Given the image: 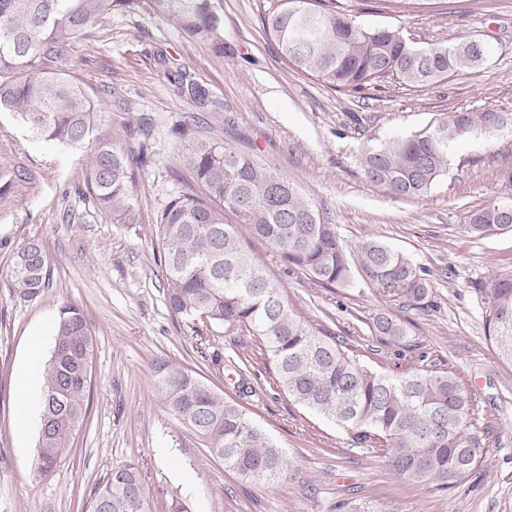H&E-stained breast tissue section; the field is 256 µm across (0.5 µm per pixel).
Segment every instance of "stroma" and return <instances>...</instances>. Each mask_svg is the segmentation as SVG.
Returning <instances> with one entry per match:
<instances>
[{
  "mask_svg": "<svg viewBox=\"0 0 512 512\" xmlns=\"http://www.w3.org/2000/svg\"><path fill=\"white\" fill-rule=\"evenodd\" d=\"M337 3L359 23L399 28L421 46L467 37L490 43L494 54L480 70L437 84L390 79L349 92L283 61L262 24L275 0H214L224 20L220 57L159 16L151 0L115 10L78 42L70 70L102 101L103 133L140 159L133 224L97 210L88 151L46 143L14 115H0V156L46 173L36 192L0 214V512H91L95 487L127 463L139 467L149 512H170L175 501L187 512H338L346 503L375 512H512V364L486 338L476 293L490 275L512 276V234L475 239L461 230L512 168V134L457 146L448 174L421 198L391 196L357 164L366 146L448 113L512 112V0H457L444 14L377 0ZM195 86L206 90V104L195 102ZM190 115L205 135L296 182L348 246L373 237L428 270L429 306L402 308L359 277L349 288L324 287L263 241H249L303 320L355 346L366 364L381 372L413 364L368 329L387 311L419 352L461 373L493 424L484 463L469 478L445 494L398 478L385 459L350 448L334 425L290 400L266 369L257 372V395L243 394L229 356L256 352L257 340L240 336L231 347L222 328L172 315L154 222L192 180L177 137ZM30 240L50 259L49 286L34 301L6 285L15 249ZM66 304L79 307L95 339L89 411L67 457L41 474L37 430H18V377L34 332L57 323ZM216 354L221 364H213ZM160 358L231 396L282 448L293 476L246 483L211 455L157 395Z\"/></svg>",
  "mask_w": 512,
  "mask_h": 512,
  "instance_id": "1",
  "label": "stroma"
}]
</instances>
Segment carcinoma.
<instances>
[{
    "instance_id": "1",
    "label": "carcinoma",
    "mask_w": 512,
    "mask_h": 512,
    "mask_svg": "<svg viewBox=\"0 0 512 512\" xmlns=\"http://www.w3.org/2000/svg\"><path fill=\"white\" fill-rule=\"evenodd\" d=\"M154 10L224 57L223 21L212 0H152ZM137 0H0V112H14L47 142L90 151L89 191L99 212L121 224L136 221L134 166L97 133L100 104L69 73L74 46L96 22ZM265 31L297 70L357 92L397 79L407 86L469 74L489 62L491 45L467 40L417 46L393 27H366L336 9V0H280ZM512 131V112L485 108L453 112L410 135L367 147L358 164L367 179L402 198L427 195L448 173L454 145L478 134ZM182 161L193 184L171 196L155 223L164 266L165 300L172 314L205 320L231 334L259 339L257 357L273 368L289 399L339 427L350 446L376 451L393 473L446 493L482 465L489 417L455 370L425 355L409 371L387 374L364 365L334 336L312 331L266 274L242 238L246 226L282 260L327 288L351 286L352 269L401 307L428 306L425 269L379 240L349 251L326 212L287 177L254 158L198 134L191 118L179 127ZM44 175L0 159V211L38 189ZM512 212V169L498 190L468 216L461 230L487 238L512 233L501 212ZM49 257L29 241L13 254L7 286L20 298H40L49 285ZM488 339L512 364V277L494 275L477 289ZM383 344L409 349V330L389 313L369 325ZM94 352L80 310L63 305L54 347L42 375L36 468H55L70 451L88 415ZM159 396L224 466L256 483L288 478L282 449L232 400L176 362L154 368ZM92 512H148L138 467L125 464L95 490Z\"/></svg>"
}]
</instances>
